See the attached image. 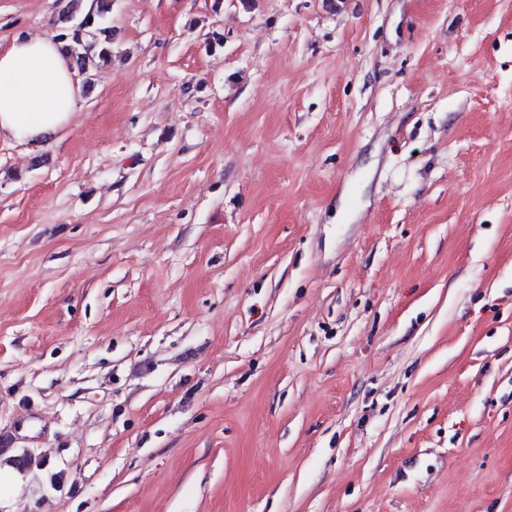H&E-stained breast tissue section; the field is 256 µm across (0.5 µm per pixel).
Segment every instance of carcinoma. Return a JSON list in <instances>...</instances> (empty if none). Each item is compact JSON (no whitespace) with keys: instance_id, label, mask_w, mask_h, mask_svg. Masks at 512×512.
Wrapping results in <instances>:
<instances>
[{"instance_id":"1","label":"carcinoma","mask_w":512,"mask_h":512,"mask_svg":"<svg viewBox=\"0 0 512 512\" xmlns=\"http://www.w3.org/2000/svg\"><path fill=\"white\" fill-rule=\"evenodd\" d=\"M80 2L70 0L63 31L54 39L64 55L86 74L110 55V29L104 26V20L112 10V0H92L86 10L79 7Z\"/></svg>"}]
</instances>
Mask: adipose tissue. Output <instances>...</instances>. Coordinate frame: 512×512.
Instances as JSON below:
<instances>
[{
    "instance_id": "obj_1",
    "label": "adipose tissue",
    "mask_w": 512,
    "mask_h": 512,
    "mask_svg": "<svg viewBox=\"0 0 512 512\" xmlns=\"http://www.w3.org/2000/svg\"><path fill=\"white\" fill-rule=\"evenodd\" d=\"M0 139L37 142L69 126L80 89L70 63L48 36L23 35L0 50Z\"/></svg>"
}]
</instances>
